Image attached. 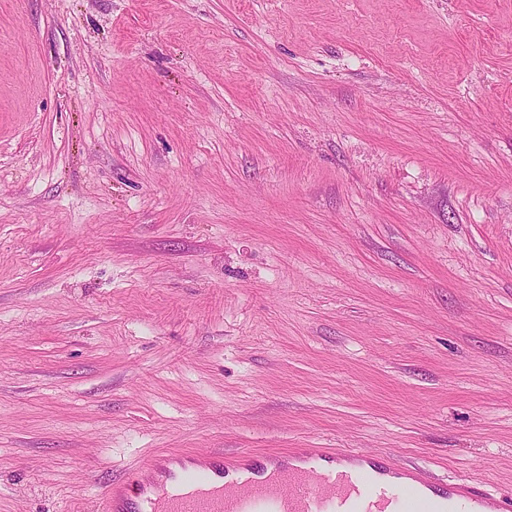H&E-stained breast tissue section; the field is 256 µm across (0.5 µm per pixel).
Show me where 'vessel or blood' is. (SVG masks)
Masks as SVG:
<instances>
[{"instance_id":"obj_1","label":"vessel or blood","mask_w":512,"mask_h":512,"mask_svg":"<svg viewBox=\"0 0 512 512\" xmlns=\"http://www.w3.org/2000/svg\"><path fill=\"white\" fill-rule=\"evenodd\" d=\"M392 455L355 448H292L279 463L244 451L164 452L113 481L102 512H433L437 494L459 512H504L464 478L435 484L425 468L397 482Z\"/></svg>"}]
</instances>
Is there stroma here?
<instances>
[{"mask_svg": "<svg viewBox=\"0 0 512 512\" xmlns=\"http://www.w3.org/2000/svg\"><path fill=\"white\" fill-rule=\"evenodd\" d=\"M205 448L512 499V0H0V512Z\"/></svg>", "mask_w": 512, "mask_h": 512, "instance_id": "stroma-1", "label": "stroma"}]
</instances>
